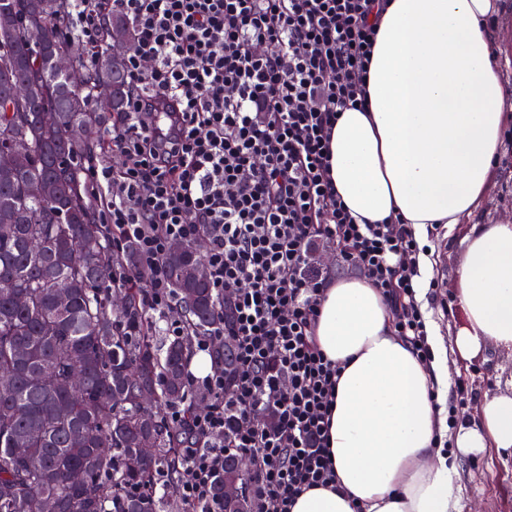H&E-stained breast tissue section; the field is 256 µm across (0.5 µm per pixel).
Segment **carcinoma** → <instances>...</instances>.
I'll list each match as a JSON object with an SVG mask.
<instances>
[{
    "label": "carcinoma",
    "instance_id": "carcinoma-1",
    "mask_svg": "<svg viewBox=\"0 0 512 512\" xmlns=\"http://www.w3.org/2000/svg\"><path fill=\"white\" fill-rule=\"evenodd\" d=\"M67 11L66 0H0V512H177L182 449L194 439L165 410L197 407L187 378L194 342L226 319L224 302L197 276L199 240L165 260L184 335L154 336L136 288L122 289L125 307L112 312L106 282L135 255L114 253L92 223L81 174L89 149L74 131L97 119L88 106L103 75L81 64ZM60 53L84 72L81 84L46 68L28 101L13 97L36 61ZM109 79L119 112L125 66ZM76 371L78 389L68 383ZM162 477L166 491L154 496ZM226 480L239 487L233 501ZM247 485L225 456L217 508L252 512Z\"/></svg>",
    "mask_w": 512,
    "mask_h": 512
}]
</instances>
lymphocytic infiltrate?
I'll return each mask as SVG.
<instances>
[{"mask_svg":"<svg viewBox=\"0 0 512 512\" xmlns=\"http://www.w3.org/2000/svg\"><path fill=\"white\" fill-rule=\"evenodd\" d=\"M69 21L92 63L112 15L131 25L121 112L101 140L103 161L82 175L104 199L113 250L134 244L135 282L169 336L184 333L166 277L175 242L204 241L229 327L199 337L213 352L232 338L236 377H192L206 404L170 420L198 442L184 451L178 495L186 512H216L212 484L226 452L255 464L253 512H291L298 497L335 482L328 421L340 369L313 336L328 286L311 267L319 239L383 289L398 336L430 362L414 278L420 245L404 224L357 223L330 176L340 112L364 106L377 24L373 0H68ZM121 159L113 168L111 156Z\"/></svg>","mask_w":512,"mask_h":512,"instance_id":"lymphocytic-infiltrate-1","label":"lymphocytic infiltrate"}]
</instances>
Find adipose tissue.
Wrapping results in <instances>:
<instances>
[{
  "label": "adipose tissue",
  "mask_w": 512,
  "mask_h": 512,
  "mask_svg": "<svg viewBox=\"0 0 512 512\" xmlns=\"http://www.w3.org/2000/svg\"><path fill=\"white\" fill-rule=\"evenodd\" d=\"M500 0H388L368 73V111L343 110L331 179L356 220L409 225L426 241L479 206L512 121L488 22ZM468 324L445 341L427 322L431 363L396 336L390 305L364 278L329 283L314 332L340 369L330 419L336 482L293 512H465L452 476L468 456L512 451V395L484 397L448 435V353L512 348V224L474 228L457 269Z\"/></svg>",
  "instance_id": "1"
}]
</instances>
